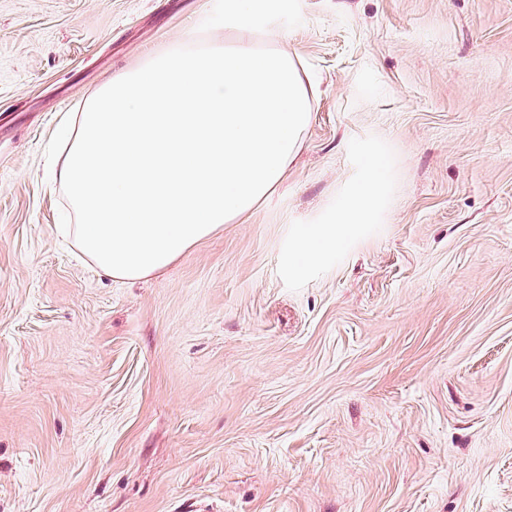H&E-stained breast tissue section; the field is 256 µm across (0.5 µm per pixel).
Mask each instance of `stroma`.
Listing matches in <instances>:
<instances>
[{
	"instance_id": "obj_1",
	"label": "stroma",
	"mask_w": 512,
	"mask_h": 512,
	"mask_svg": "<svg viewBox=\"0 0 512 512\" xmlns=\"http://www.w3.org/2000/svg\"><path fill=\"white\" fill-rule=\"evenodd\" d=\"M0 0V512H512V0ZM288 52L300 154L143 280L59 225L45 147L176 40ZM385 161L370 229L281 273ZM257 1L262 0H226L224 10L227 24L236 25L254 18Z\"/></svg>"
}]
</instances>
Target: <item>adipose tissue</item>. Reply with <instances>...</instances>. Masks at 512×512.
Returning <instances> with one entry per match:
<instances>
[{
  "mask_svg": "<svg viewBox=\"0 0 512 512\" xmlns=\"http://www.w3.org/2000/svg\"><path fill=\"white\" fill-rule=\"evenodd\" d=\"M380 166L378 156L368 155L361 181L351 187L333 217L302 225L290 238L282 260V271L289 279L301 280L329 266L336 250L366 228L381 192Z\"/></svg>",
  "mask_w": 512,
  "mask_h": 512,
  "instance_id": "ef3b65f1",
  "label": "adipose tissue"
}]
</instances>
